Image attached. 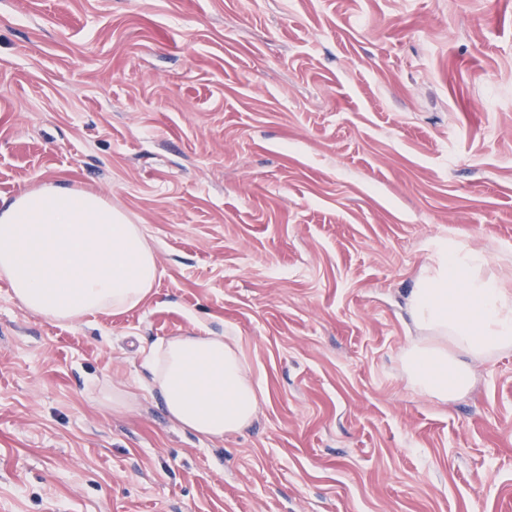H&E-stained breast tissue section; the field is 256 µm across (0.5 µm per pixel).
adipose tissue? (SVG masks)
I'll return each mask as SVG.
<instances>
[{
	"instance_id": "adipose-tissue-1",
	"label": "adipose tissue",
	"mask_w": 512,
	"mask_h": 512,
	"mask_svg": "<svg viewBox=\"0 0 512 512\" xmlns=\"http://www.w3.org/2000/svg\"><path fill=\"white\" fill-rule=\"evenodd\" d=\"M486 255L439 238L407 299L416 330L402 352L410 387L448 402L474 382L470 363L512 348V289ZM159 270L141 225L103 196L50 183L0 196V277L30 313L75 322L121 313L150 294ZM148 393L167 415L211 440L248 426L259 409L251 369L223 337L174 336L149 347Z\"/></svg>"
}]
</instances>
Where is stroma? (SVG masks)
<instances>
[{"mask_svg": "<svg viewBox=\"0 0 512 512\" xmlns=\"http://www.w3.org/2000/svg\"><path fill=\"white\" fill-rule=\"evenodd\" d=\"M57 180L161 275L76 323L0 279V512H512V350L447 403L400 360L432 239L512 279V0H0V195ZM199 329L261 389L221 440L142 389Z\"/></svg>", "mask_w": 512, "mask_h": 512, "instance_id": "35a3bbf8", "label": "stroma"}]
</instances>
